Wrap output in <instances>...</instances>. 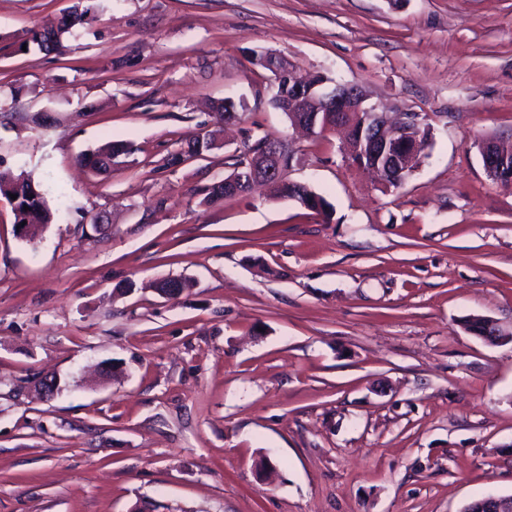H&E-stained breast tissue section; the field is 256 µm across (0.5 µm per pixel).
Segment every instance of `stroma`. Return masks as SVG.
Wrapping results in <instances>:
<instances>
[{"label":"stroma","instance_id":"obj_1","mask_svg":"<svg viewBox=\"0 0 512 512\" xmlns=\"http://www.w3.org/2000/svg\"><path fill=\"white\" fill-rule=\"evenodd\" d=\"M62 52L21 50L77 4ZM274 53L429 126L397 188L268 100ZM247 105L225 128L215 106ZM215 132L189 159L186 141ZM330 218L269 191L204 205L264 134ZM512 0H0V512H462L512 495ZM133 147L96 173L81 154ZM166 278L191 280L178 298ZM51 373V400L28 389ZM511 146V153L497 151L496 146L501 145ZM489 145H494L491 148H489ZM479 151L481 154L483 167L485 172L493 178L494 181L497 183H500L504 187H511L512 186V177L511 179L508 178H502L501 180H495L497 179V175L501 173V171L508 166V163L511 162L512 164V135L509 139V142L506 143L501 140H497L493 144H487L485 140H482L479 142ZM511 155V158H510ZM17 194L19 200V215L14 212L17 223L26 221L21 226V235H25L31 224H48L51 222V213L44 199L39 183L23 174L15 175L9 170H0V193ZM33 195V198H30ZM28 206V210H24Z\"/></svg>","mask_w":512,"mask_h":512}]
</instances>
